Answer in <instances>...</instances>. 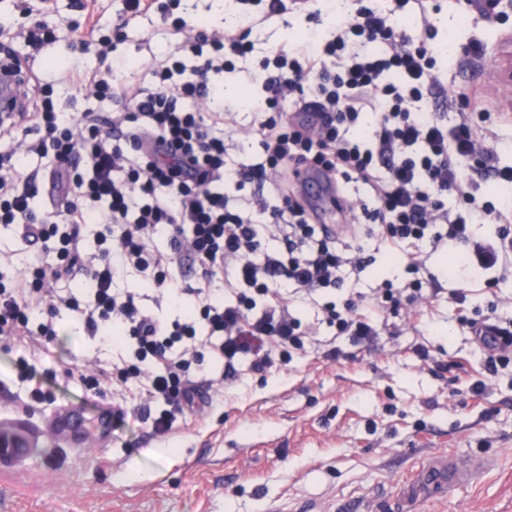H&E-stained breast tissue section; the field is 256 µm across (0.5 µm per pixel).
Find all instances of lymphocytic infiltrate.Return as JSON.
<instances>
[{"mask_svg": "<svg viewBox=\"0 0 512 512\" xmlns=\"http://www.w3.org/2000/svg\"><path fill=\"white\" fill-rule=\"evenodd\" d=\"M394 13L364 7L352 18L337 17L329 37L311 39L302 58L277 50L268 63L265 95L251 104L253 130L261 139L262 161L241 168L224 163L222 125L226 110L203 116L186 109L187 99L218 96L233 58L247 45L238 29L202 31L177 16L180 0H126L116 31L139 17L155 14L171 27L196 59L157 64L154 82L116 86L111 70H72L69 83L100 97L118 100L113 118L87 112L75 117L41 96L19 119L39 137L27 152L51 158L50 193L55 223L39 221L32 201L40 188L36 174H21L11 155H0V224L30 226L34 237L52 242L55 264L36 260L11 283L0 282V348L36 353L58 338L61 312L76 314L87 336L110 340L114 324L128 330L135 365L123 378L144 381L148 399L160 405L153 427L171 430L178 414L194 405L192 378L202 364L200 344L213 345L224 359L225 379L235 378L236 360L252 354V368L288 363L287 347H302L301 322L290 311L289 289L340 288L345 268L364 270L368 236L353 229L338 244L324 225L312 223L309 203L296 194L302 169L322 172L334 183L367 186L365 223L379 225L381 241L470 244L472 227L496 218L512 222V166L497 162L493 126L474 132L472 116L458 109L454 119L424 110L437 85L425 46L412 45L397 27V13L410 0H394ZM377 112L369 136L357 135L365 109ZM493 178L496 191L477 201L478 179ZM271 183L272 199L259 200L265 217L256 224L231 208L235 192L249 183ZM454 194L467 215L448 211ZM99 225L98 263L90 276L92 297L79 302L71 293L51 290L48 279L73 275L80 253V227ZM167 237L170 251L151 249ZM280 249H265V240ZM188 261L196 283L172 290L171 268ZM512 264V236L500 233L497 246H477L455 256L454 265L484 273ZM134 268L152 271L156 287L201 303L198 319L158 322L134 294L112 288L114 276ZM232 270L243 290L235 303L214 296L211 283ZM326 321L357 341L378 332L355 303H327ZM205 337H198V327Z\"/></svg>", "mask_w": 512, "mask_h": 512, "instance_id": "f902f5d3", "label": "lymphocytic infiltrate"}]
</instances>
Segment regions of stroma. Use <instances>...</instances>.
I'll return each instance as SVG.
<instances>
[{
	"instance_id": "obj_1",
	"label": "stroma",
	"mask_w": 512,
	"mask_h": 512,
	"mask_svg": "<svg viewBox=\"0 0 512 512\" xmlns=\"http://www.w3.org/2000/svg\"><path fill=\"white\" fill-rule=\"evenodd\" d=\"M358 6V0H308L304 9L291 7L251 25L248 53L224 74V97L236 112L235 127L224 132L228 163L249 165L262 154L258 136L248 131L253 114L247 103L263 94L265 56L278 48L304 52L308 33L327 34L334 16L351 15ZM122 7V0H0V50L20 59L30 86L52 88L64 112L112 113L116 101L78 92L58 76L112 65L117 80L151 81L176 39L156 32L150 20L113 40L107 56L88 44L87 10L108 34ZM425 8L431 30L416 23L420 8L413 2L402 28L436 60L440 87L429 106L444 112L449 98L463 95L468 111L478 113L493 102L499 162L512 166V88L504 86L494 52L512 36V14L488 20L477 0H428ZM34 19L55 34L39 49L19 35ZM410 250L370 240L365 270L346 271L344 287L294 294L291 311L311 333L286 368L260 372L241 363L238 378L218 394L204 378L222 375L224 363L206 353V374L195 379L203 403L179 416L164 436L154 433L136 380H113L106 398L67 382L70 369L125 367L132 351L126 335L100 344L62 313L57 345L26 359L51 397L24 411L22 429L36 439L28 456L0 459V512H266L270 504L279 512H355L360 505L372 512H512V365L488 372L468 327L490 317L512 330V270L490 284L465 280L451 271V246L427 244L414 275L404 259ZM44 252V242L23 226L0 224V253L11 257L12 271ZM414 277L423 284L421 299L376 312V344L337 335L324 320L326 303L364 304L381 279L401 287ZM151 282L150 274L130 269L112 286L139 296L165 323L194 311L193 296H183L177 310ZM21 360L19 351L0 349V409L8 415L23 411L32 384L18 377ZM479 383L484 391L477 396L471 388ZM117 400L126 401L127 413L113 420L105 451L92 443L75 451L59 447L45 429L61 402L104 419ZM443 453L477 457L486 466L445 493L410 481V472Z\"/></svg>"
}]
</instances>
